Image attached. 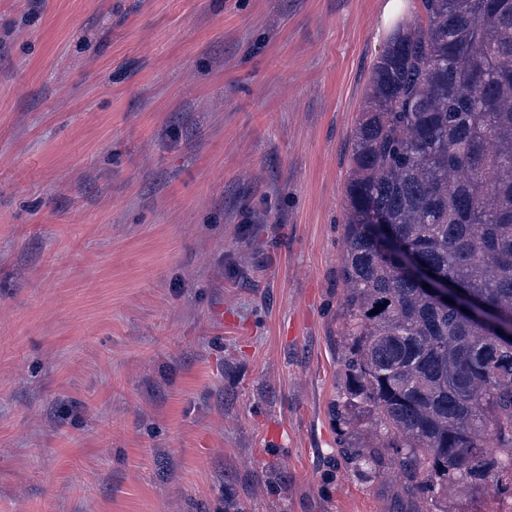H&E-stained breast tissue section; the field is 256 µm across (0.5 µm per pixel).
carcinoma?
I'll list each match as a JSON object with an SVG mask.
<instances>
[{
  "instance_id": "1",
  "label": "carcinoma",
  "mask_w": 512,
  "mask_h": 512,
  "mask_svg": "<svg viewBox=\"0 0 512 512\" xmlns=\"http://www.w3.org/2000/svg\"><path fill=\"white\" fill-rule=\"evenodd\" d=\"M418 2L351 136L338 455L426 512H467L461 491L512 512V335L436 300L370 230L384 220L423 268L512 319V0Z\"/></svg>"
}]
</instances>
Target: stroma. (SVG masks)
I'll use <instances>...</instances> for the list:
<instances>
[{"mask_svg":"<svg viewBox=\"0 0 512 512\" xmlns=\"http://www.w3.org/2000/svg\"><path fill=\"white\" fill-rule=\"evenodd\" d=\"M382 0H0V512H392L333 410Z\"/></svg>","mask_w":512,"mask_h":512,"instance_id":"stroma-1","label":"stroma"}]
</instances>
